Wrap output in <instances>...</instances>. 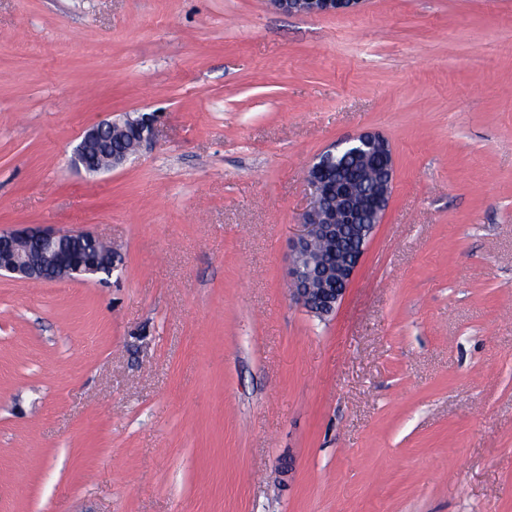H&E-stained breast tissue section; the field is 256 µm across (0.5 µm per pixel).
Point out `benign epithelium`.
Masks as SVG:
<instances>
[{
  "label": "benign epithelium",
  "instance_id": "benign-epithelium-1",
  "mask_svg": "<svg viewBox=\"0 0 512 512\" xmlns=\"http://www.w3.org/2000/svg\"><path fill=\"white\" fill-rule=\"evenodd\" d=\"M365 0H271L279 11L305 16H336L356 11ZM155 115L139 114L103 121L89 127L73 151L72 162L89 173L124 165L134 152L115 153L108 142L129 131L137 136L136 148L155 138ZM373 156L382 166L376 191L357 196L346 184L330 186L323 177L330 164L342 156ZM395 159L389 142L377 133L363 132L337 142L321 153L309 167L307 179L313 188V207L303 217V232L291 250L290 283L294 298L312 315L326 320L336 314L359 270L376 225L361 220L372 214L383 220L392 196ZM336 194L341 213L327 207ZM358 225L359 242L346 257L329 264L320 248L332 252L344 238L348 225ZM100 241L83 232H60L33 227L0 234V273L21 283L91 281L111 276L114 256L99 248Z\"/></svg>",
  "mask_w": 512,
  "mask_h": 512
}]
</instances>
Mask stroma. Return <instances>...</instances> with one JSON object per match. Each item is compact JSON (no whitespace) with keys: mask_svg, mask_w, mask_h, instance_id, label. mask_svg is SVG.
<instances>
[{"mask_svg":"<svg viewBox=\"0 0 512 512\" xmlns=\"http://www.w3.org/2000/svg\"><path fill=\"white\" fill-rule=\"evenodd\" d=\"M152 113L98 175L83 131ZM383 135L336 314L291 296L306 174ZM106 281L0 277V512H512V0H0V232ZM277 10L305 16H336L356 11L365 0H271ZM94 236L33 227L0 234V275L21 283L104 280L114 256Z\"/></svg>","mask_w":512,"mask_h":512,"instance_id":"1","label":"stroma"}]
</instances>
